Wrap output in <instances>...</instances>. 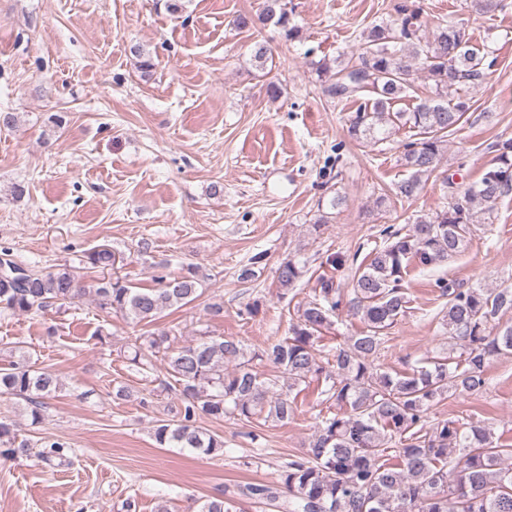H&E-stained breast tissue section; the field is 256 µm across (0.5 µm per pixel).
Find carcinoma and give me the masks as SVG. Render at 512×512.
Returning <instances> with one entry per match:
<instances>
[{"instance_id": "cac0c4a2", "label": "carcinoma", "mask_w": 512, "mask_h": 512, "mask_svg": "<svg viewBox=\"0 0 512 512\" xmlns=\"http://www.w3.org/2000/svg\"><path fill=\"white\" fill-rule=\"evenodd\" d=\"M416 5L403 6L389 24L373 26L358 48L332 65H317L330 75L326 92L359 102L349 132L362 143H379L394 127H407L412 139L403 145L402 164L411 171L396 186V195L419 196L436 170L448 134L462 124L466 103L454 99L457 86L485 75L486 56L471 43L459 23L438 24L425 33ZM273 24L282 37H299L287 0H262L258 14H240L239 29ZM256 70L267 76L274 63L264 40L250 47ZM433 83L434 95L409 112L395 109L416 92L419 74ZM497 155L481 178L432 217H418L405 230L386 227V243L369 254L357 271L352 297L343 301L329 282L318 298L300 310L288 336L260 352H249L234 339L202 336L164 353L167 373L180 406L154 429L156 443L187 448L205 456L224 455V439L198 425L201 416L220 420L256 415L283 424L294 414L288 395L277 391L276 375L261 376L260 360L288 376L293 384L325 383L320 394L341 411L323 416L309 448L284 463L279 479L247 484L238 492L204 500L197 512H243L248 499L273 512H512V444H503L485 426L460 419L430 422L433 407L455 394L478 396L486 390L488 360L512 354V324L498 320L512 311V286L457 288L439 282L448 297L441 321L448 328V355L433 357L407 372L379 371L374 361L388 331L406 312L401 281L413 260L428 267L460 253L501 197L512 192V139L496 143ZM116 253L103 246L85 255L101 270L115 268ZM300 262L287 258L275 270L280 288H291L303 276ZM154 288H134L115 276L97 282L93 300L102 313L152 323L166 310L179 309L198 297L203 277L193 265L171 279L156 277ZM71 267L35 270L0 251V308L27 315L62 308L81 299ZM348 307L363 329L337 348L333 361L322 360L319 345L331 317ZM233 363L232 368L225 367ZM63 383L47 369L24 358L0 368V395L27 402L32 421L41 420L47 400ZM13 425L0 420V459L14 458ZM394 455H388V450Z\"/></svg>"}]
</instances>
